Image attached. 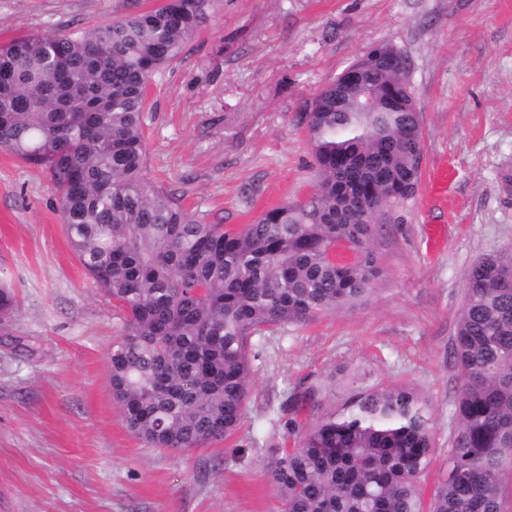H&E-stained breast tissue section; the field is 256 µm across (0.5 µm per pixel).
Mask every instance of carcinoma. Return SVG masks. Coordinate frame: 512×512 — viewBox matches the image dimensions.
<instances>
[{
	"instance_id": "carcinoma-1",
	"label": "carcinoma",
	"mask_w": 512,
	"mask_h": 512,
	"mask_svg": "<svg viewBox=\"0 0 512 512\" xmlns=\"http://www.w3.org/2000/svg\"><path fill=\"white\" fill-rule=\"evenodd\" d=\"M216 0H161L78 32L28 33L0 46V151L48 175L75 255L124 312L109 353L127 429L186 453L234 434L249 398L252 336L353 308L374 291V241L412 197L425 148L419 118L389 68L375 106L322 88L307 112L311 192L227 228L188 212L146 178L152 78L178 60ZM341 244L346 256L329 252ZM512 254L465 271L454 339L459 423L448 470L423 507L433 454L428 406L411 388L361 389L323 407L293 392L292 448L269 449L284 512H506L512 473Z\"/></svg>"
}]
</instances>
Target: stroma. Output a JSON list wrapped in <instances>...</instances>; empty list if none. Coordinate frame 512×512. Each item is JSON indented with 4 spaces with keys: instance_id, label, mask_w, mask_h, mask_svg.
I'll use <instances>...</instances> for the list:
<instances>
[{
    "instance_id": "35a3bbf8",
    "label": "stroma",
    "mask_w": 512,
    "mask_h": 512,
    "mask_svg": "<svg viewBox=\"0 0 512 512\" xmlns=\"http://www.w3.org/2000/svg\"><path fill=\"white\" fill-rule=\"evenodd\" d=\"M160 0H0V45L74 31ZM412 60L425 136L415 194L374 244L382 276L351 311L253 336L244 418L175 454L126 428L108 354L123 313L72 251L40 169L0 151V512H280L266 451L292 444L288 397L406 385L428 403L435 453L458 427L453 339L464 273L512 251V0H222L181 61L152 80L147 176L229 227L293 200L313 176L306 111L371 46Z\"/></svg>"
}]
</instances>
